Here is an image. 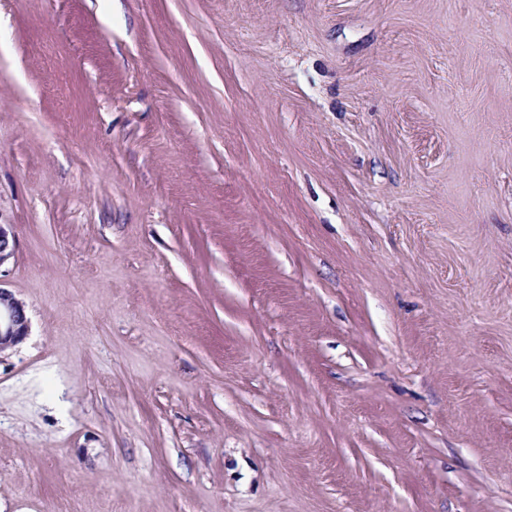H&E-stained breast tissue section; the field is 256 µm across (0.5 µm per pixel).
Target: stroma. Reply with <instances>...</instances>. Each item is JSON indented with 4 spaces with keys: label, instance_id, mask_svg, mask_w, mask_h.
<instances>
[{
    "label": "stroma",
    "instance_id": "stroma-1",
    "mask_svg": "<svg viewBox=\"0 0 512 512\" xmlns=\"http://www.w3.org/2000/svg\"><path fill=\"white\" fill-rule=\"evenodd\" d=\"M0 512H512V0H0ZM29 334L25 305L0 286V354L21 343Z\"/></svg>",
    "mask_w": 512,
    "mask_h": 512
}]
</instances>
